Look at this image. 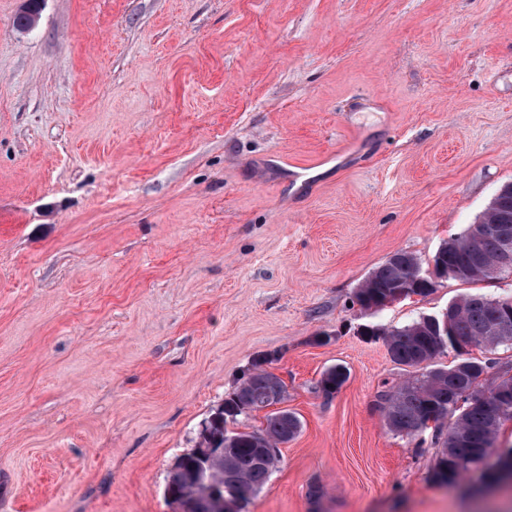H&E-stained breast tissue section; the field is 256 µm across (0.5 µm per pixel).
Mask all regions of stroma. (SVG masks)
I'll return each mask as SVG.
<instances>
[{"instance_id":"35a3bbf8","label":"stroma","mask_w":512,"mask_h":512,"mask_svg":"<svg viewBox=\"0 0 512 512\" xmlns=\"http://www.w3.org/2000/svg\"><path fill=\"white\" fill-rule=\"evenodd\" d=\"M0 0V512H174L254 358L303 422L248 512H512L390 430L354 302L512 182V0ZM348 372L336 394L324 370ZM348 373L340 365L333 366L325 371L318 382L320 391L325 396H332L347 381Z\"/></svg>"}]
</instances>
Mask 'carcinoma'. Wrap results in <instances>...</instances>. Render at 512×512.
Wrapping results in <instances>:
<instances>
[{
    "label": "carcinoma",
    "mask_w": 512,
    "mask_h": 512,
    "mask_svg": "<svg viewBox=\"0 0 512 512\" xmlns=\"http://www.w3.org/2000/svg\"><path fill=\"white\" fill-rule=\"evenodd\" d=\"M481 223L495 227V233L476 240L463 234L444 242L440 250L443 263L455 270L453 279L468 283L489 282L512 269L500 262L503 240L512 242V183L500 188L480 216ZM423 274L421 261L411 253L399 251L377 266L359 285L356 302L364 308L377 311L395 290L414 283ZM456 313L448 328V336L465 337L472 346L494 352L499 348L512 350V335L505 334L502 315L494 301L483 294H466L454 300ZM383 336L392 361L410 369L409 376L400 383L380 392L378 399L386 411L392 430L414 438L433 429L435 442L442 443L433 477L439 483L457 480L471 465L486 463L480 448L494 445L500 426L512 421V405L506 406L501 415L491 419L481 404L465 403L464 394L473 382L494 368L493 378L502 383L512 382V360H482L471 356V351H461L454 344H439L430 318L419 317L409 324L394 327L386 332L371 331ZM455 352L450 365L437 363V358L447 350ZM272 362L269 355L255 359L235 391L202 424L200 437L208 444L224 449L223 454L202 462L192 449L178 458V465L168 475L170 491L176 497L195 500V512H213L208 497L196 486L193 475L202 471L204 476L228 486L236 487L249 501L269 481L279 462L278 445L292 440L300 432L301 422L292 412L272 410L276 400H284L286 387L283 381L272 383V375L265 365ZM348 373L340 365L325 371L318 382L320 391L330 396L347 381ZM265 412L264 422L254 428L244 426L232 431L225 429L229 422L237 423L238 417L254 412ZM433 425H428V422ZM457 428L464 439L448 445L444 427ZM490 474L501 475L499 483L512 484V448H509L490 467Z\"/></svg>",
    "instance_id": "1"
}]
</instances>
